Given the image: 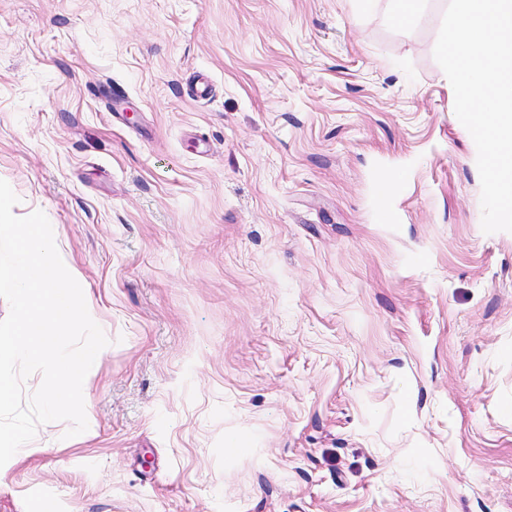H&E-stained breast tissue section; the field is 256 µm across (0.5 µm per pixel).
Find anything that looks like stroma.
I'll return each instance as SVG.
<instances>
[{"mask_svg":"<svg viewBox=\"0 0 512 512\" xmlns=\"http://www.w3.org/2000/svg\"><path fill=\"white\" fill-rule=\"evenodd\" d=\"M447 4L0 0V179L109 339L0 512H512V232Z\"/></svg>","mask_w":512,"mask_h":512,"instance_id":"stroma-1","label":"stroma"}]
</instances>
